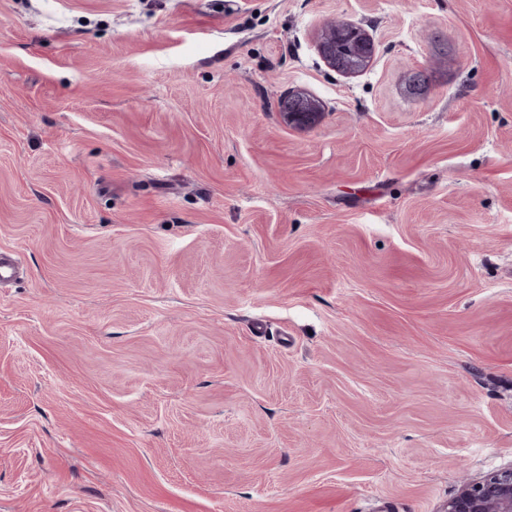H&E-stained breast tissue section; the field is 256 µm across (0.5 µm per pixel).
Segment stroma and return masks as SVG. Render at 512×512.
<instances>
[{"instance_id":"35a3bbf8","label":"stroma","mask_w":512,"mask_h":512,"mask_svg":"<svg viewBox=\"0 0 512 512\" xmlns=\"http://www.w3.org/2000/svg\"><path fill=\"white\" fill-rule=\"evenodd\" d=\"M0 248V512H441L512 466V0H0ZM332 24L336 26V35H332V42L336 47V64L342 68L350 67L357 61V55L353 41L341 31L338 24L328 23L324 25L317 40V49L326 66L336 71L335 63L325 54L323 48L324 39L331 30ZM309 94L302 90H294L288 93L285 98L287 101V109L282 113L283 120L293 126L297 130H307L310 127L316 125L324 115V108L318 103L311 104L312 112H288V98L290 100H297L302 96H308Z\"/></svg>"}]
</instances>
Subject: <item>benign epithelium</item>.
Here are the masks:
<instances>
[{"instance_id": "1", "label": "benign epithelium", "mask_w": 512, "mask_h": 512, "mask_svg": "<svg viewBox=\"0 0 512 512\" xmlns=\"http://www.w3.org/2000/svg\"><path fill=\"white\" fill-rule=\"evenodd\" d=\"M324 115L318 103L309 112L282 113L283 120L297 130L316 125ZM443 512H512V467L462 483L448 500Z\"/></svg>"}]
</instances>
